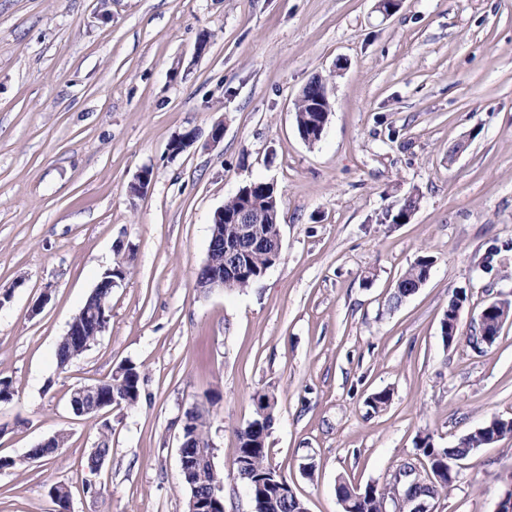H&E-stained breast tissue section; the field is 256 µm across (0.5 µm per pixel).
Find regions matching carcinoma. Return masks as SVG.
<instances>
[{
  "instance_id": "1",
  "label": "carcinoma",
  "mask_w": 512,
  "mask_h": 512,
  "mask_svg": "<svg viewBox=\"0 0 512 512\" xmlns=\"http://www.w3.org/2000/svg\"><path fill=\"white\" fill-rule=\"evenodd\" d=\"M325 79L312 81L304 90L303 96L295 101V122L297 129L309 128L318 124L323 118L322 113L311 111V103L315 97L321 94ZM253 197L262 200L260 211L264 213L265 235L250 243V247L244 252L241 269L234 275H225L224 290L234 291L250 287L262 279L267 271L280 259L277 241L272 229L278 223L279 202L274 185L262 183L253 191ZM245 205V200L234 195L224 201V218L226 222L219 223L211 220L210 239L218 238L229 241L233 236L235 225L227 222V218L237 213ZM434 257L428 254L420 256L397 280L388 303L396 307L405 298L413 295L421 288L430 276ZM81 310L84 311V327L86 331L85 341L91 346L97 340L102 331L103 323L93 320V313L108 314L111 311V292L102 288L93 296H88ZM512 315V303L502 301L494 306L486 314V320L491 322L487 326L490 331V343H495L499 337L500 326L495 324L501 316ZM85 347L71 344L67 341H59L55 359L57 366L64 368L74 359L84 353ZM123 374L118 377L110 376L98 381L100 392L106 395H114L117 404L132 408L136 406L141 397L143 375L140 366L128 361L122 364ZM253 402L261 403L267 412L263 415L254 414L245 426L236 430L238 441L237 455L234 466H242L238 471V479L251 485L252 498L262 504V512H299L298 501L300 498L294 492L279 495L275 489H266L259 483L260 476L271 468L268 460L269 448L267 439L274 420L278 399L276 394L269 389H261L254 393ZM183 423L192 440V448L209 447L210 419L206 415L189 408L184 413ZM512 435V421L497 420L492 428L484 433H470L462 438L452 448H437L432 443L431 437L424 435L416 441L418 454L425 459L429 473L422 474L415 465L409 463L394 475L390 487H380L368 483L365 486H355L343 478L336 483V497L340 502H348L351 512H383L384 502L390 499L392 491H397L406 504L408 512H413L416 504L433 497L435 494L448 491L456 481L458 472L452 468L455 461L471 455L475 449L496 443L505 436ZM434 477L436 484H431L429 477ZM224 483V473H206L205 479L198 487H191L190 482L182 481L189 489V494L207 497L210 495L211 485Z\"/></svg>"
}]
</instances>
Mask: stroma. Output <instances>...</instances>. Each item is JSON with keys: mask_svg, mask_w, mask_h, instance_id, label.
<instances>
[{"mask_svg": "<svg viewBox=\"0 0 512 512\" xmlns=\"http://www.w3.org/2000/svg\"><path fill=\"white\" fill-rule=\"evenodd\" d=\"M376 4L0 0V378L15 390L0 458L17 462L0 469V512H56L59 482L70 512H186L178 447L199 402L224 512H253L233 462L261 388L278 397L269 461L308 512H342L338 476L382 486L418 463L420 435L448 448L512 420V318L492 346L467 341L487 304L512 299V0H402L387 17ZM327 75L331 114L311 145L294 102ZM218 122L224 140L208 145ZM188 129L197 142L170 155ZM145 167L151 184L130 196ZM255 180L277 189L280 260L249 288L200 293L212 215ZM411 191L418 210L392 223ZM119 243L134 258L110 325L58 368L56 345ZM426 253L428 281L390 308ZM127 361L145 374L136 407L71 412L74 387ZM383 389L392 400L373 412ZM105 421L112 451L93 474ZM58 433L57 454L30 459ZM511 489L506 438L468 457L432 508L495 512Z\"/></svg>", "mask_w": 512, "mask_h": 512, "instance_id": "1", "label": "stroma"}]
</instances>
